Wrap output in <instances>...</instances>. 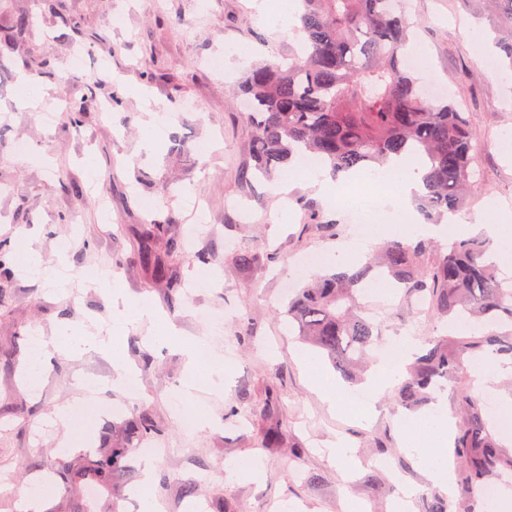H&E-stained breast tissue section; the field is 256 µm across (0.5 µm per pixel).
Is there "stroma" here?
Instances as JSON below:
<instances>
[{
	"mask_svg": "<svg viewBox=\"0 0 512 512\" xmlns=\"http://www.w3.org/2000/svg\"><path fill=\"white\" fill-rule=\"evenodd\" d=\"M253 2L68 0L75 24L108 42L83 52L77 68L71 28L43 14L39 0H15L36 19L31 41L16 53L41 52L47 67L20 102L22 72L13 60H0V113L8 116L0 121V245L10 249L29 236L47 266L66 248L71 290L60 293L15 264L0 273L10 297L0 308V512H25L22 493L41 479L59 492L40 512H136L129 497L141 479L135 456L124 461L118 501L108 486L88 498L63 475L69 464L122 440L126 425L146 410L163 429L149 492L165 512H189L194 502L203 512H279L286 501L299 512H345L351 500L364 512H395L407 488L415 491L409 512H424L438 491L404 441L414 413L398 404L395 390L369 417L354 416L344 409L351 383L343 382L328 406L296 358L303 345L280 315L285 287L317 274L314 266L302 271L304 257L347 250L352 227L346 207L308 181L298 180L283 204L253 171V130L237 82L250 65L287 59L300 45L294 27L259 17ZM410 12L413 49L464 112L478 150L479 188L459 221L481 225L494 211L512 213V155L501 148L512 135V79L476 46L487 39L488 22L463 13L458 0H411ZM219 52L224 70L217 73L207 61ZM91 82L97 99L112 100L111 111L89 109L77 129L40 122L44 107L80 97ZM19 140L30 148L21 160L13 154ZM208 141L212 152L197 153ZM102 188L105 214L96 201ZM312 212L336 221L337 235L311 223ZM63 214L68 223H59ZM156 218L164 226L151 249L175 268L181 286L174 291L152 275L138 249ZM243 254L251 265L240 263ZM95 270L112 271L126 298H149L184 340L208 338L200 312L223 313L224 387H201L188 402L201 424L188 428L176 418L172 402L187 359L178 346L148 343L155 328L147 322L119 338L140 376L136 394L112 386V360L96 351L53 354L40 386L22 383L32 334L50 336L65 324L97 332L111 324L112 295L92 279ZM202 272L211 287L197 286ZM372 301L384 337L401 332L425 341L443 332L426 296L394 289ZM89 378L100 381L101 401L120 413L90 421L85 446L68 453L70 431L53 412L71 406L86 414ZM270 409L279 432L273 445L265 442ZM336 443L355 449L359 465L330 456ZM379 457L389 458L390 470L376 467ZM253 460L264 466L260 479L229 477L230 466Z\"/></svg>",
	"mask_w": 512,
	"mask_h": 512,
	"instance_id": "stroma-1",
	"label": "stroma"
}]
</instances>
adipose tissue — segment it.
Listing matches in <instances>:
<instances>
[{"label":"adipose tissue","instance_id":"ef3b65f1","mask_svg":"<svg viewBox=\"0 0 512 512\" xmlns=\"http://www.w3.org/2000/svg\"><path fill=\"white\" fill-rule=\"evenodd\" d=\"M423 169L417 159L404 156L388 164L379 174L382 181L389 185L390 190L385 196L388 205L401 211L404 216L402 224L397 225L399 236L414 239L420 236L447 238L449 227L445 224H417L413 221L411 199L422 188ZM95 281L101 287L110 289L113 299L119 300L120 305L112 315V327L115 332H122L128 324L138 320L157 318L158 313L150 301L141 299L133 303L122 302L120 290L112 286L109 271L102 270L96 275ZM402 358L393 362L379 359L370 369L361 384L366 410H373L379 398L387 388L399 381L403 374V361L410 358L416 348L412 338H405L402 343ZM68 350L79 353L88 348L102 349L112 354V366L117 382H124L131 376L132 371L121 357L115 341L100 336L87 334L79 335L69 330H61L50 339L40 340L39 344L30 348L24 380L27 386L35 387L41 384L45 375V362L49 349ZM405 434L427 466V477L436 485L453 488V466L448 461L446 449L452 437V425L444 414H433L420 420L408 422Z\"/></svg>","mask_w":512,"mask_h":512}]
</instances>
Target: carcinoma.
<instances>
[{"mask_svg": "<svg viewBox=\"0 0 512 512\" xmlns=\"http://www.w3.org/2000/svg\"><path fill=\"white\" fill-rule=\"evenodd\" d=\"M48 12L71 25L66 0H46ZM302 53L288 63L257 64L244 74L240 93L253 129L252 157L266 177L309 152L338 179L378 172L392 157L424 159L426 216L461 211L477 191L476 152L466 119L446 98H427L406 64L413 21L403 0H301ZM489 17L495 56L512 69V0H460ZM34 18L15 14L0 29V58L31 39ZM487 238H461L446 247L423 240L388 241L363 263H351L296 288L282 315L343 376L351 378L379 350L381 335L359 302L367 278L394 283L407 295L430 297L450 333L428 341L398 393L405 407L427 401L429 389L455 379L466 365L503 356L512 361V277L482 261ZM461 421L453 440L466 462L461 483L471 498L492 478L512 471V450L489 427L481 402L460 395ZM162 429L144 414L129 433L139 443ZM126 448H102L76 471L106 484L121 471Z\"/></svg>", "mask_w": 512, "mask_h": 512, "instance_id": "cac0c4a2", "label": "carcinoma"}]
</instances>
